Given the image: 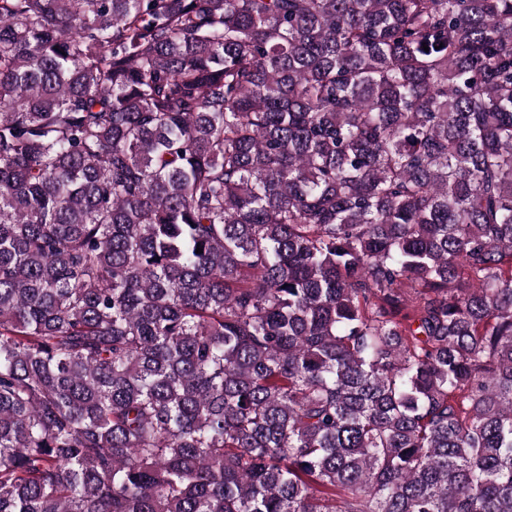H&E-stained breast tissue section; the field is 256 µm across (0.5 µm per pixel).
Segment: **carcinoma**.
I'll list each match as a JSON object with an SVG mask.
<instances>
[{"mask_svg":"<svg viewBox=\"0 0 512 512\" xmlns=\"http://www.w3.org/2000/svg\"><path fill=\"white\" fill-rule=\"evenodd\" d=\"M0 512H512V0H0Z\"/></svg>","mask_w":512,"mask_h":512,"instance_id":"obj_1","label":"carcinoma"}]
</instances>
